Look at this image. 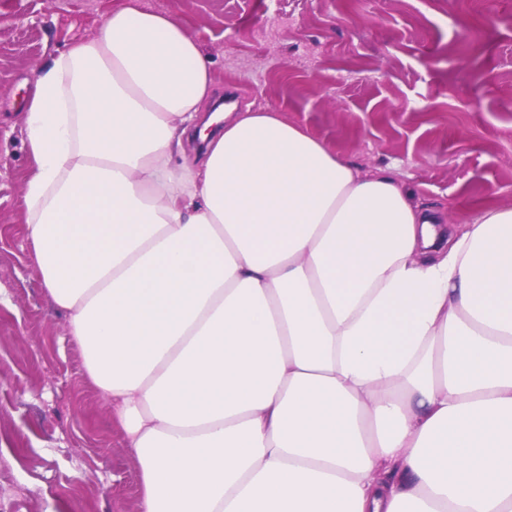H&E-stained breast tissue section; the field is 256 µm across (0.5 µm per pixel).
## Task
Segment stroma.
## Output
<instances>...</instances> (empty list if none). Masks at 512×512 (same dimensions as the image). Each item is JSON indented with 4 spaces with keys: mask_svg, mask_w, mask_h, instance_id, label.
I'll list each match as a JSON object with an SVG mask.
<instances>
[{
    "mask_svg": "<svg viewBox=\"0 0 512 512\" xmlns=\"http://www.w3.org/2000/svg\"><path fill=\"white\" fill-rule=\"evenodd\" d=\"M130 0L0 10V502L139 512L134 452L26 239L24 120L46 61ZM200 46L214 99L281 111L362 170L393 169L441 226L512 207V0H137Z\"/></svg>",
    "mask_w": 512,
    "mask_h": 512,
    "instance_id": "obj_1",
    "label": "stroma"
}]
</instances>
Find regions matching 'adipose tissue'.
<instances>
[{
  "mask_svg": "<svg viewBox=\"0 0 512 512\" xmlns=\"http://www.w3.org/2000/svg\"><path fill=\"white\" fill-rule=\"evenodd\" d=\"M169 13L41 69L26 235L139 512H512V207L449 236L279 111L177 163L207 100Z\"/></svg>",
  "mask_w": 512,
  "mask_h": 512,
  "instance_id": "obj_1",
  "label": "adipose tissue"
}]
</instances>
